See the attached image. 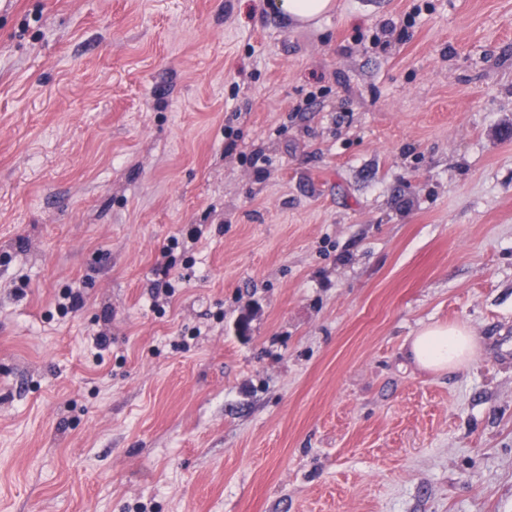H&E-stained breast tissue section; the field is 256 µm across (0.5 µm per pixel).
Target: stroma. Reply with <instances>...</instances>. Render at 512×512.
Returning <instances> with one entry per match:
<instances>
[{
	"mask_svg": "<svg viewBox=\"0 0 512 512\" xmlns=\"http://www.w3.org/2000/svg\"><path fill=\"white\" fill-rule=\"evenodd\" d=\"M266 3L0 0V512H512V0ZM272 8L298 27H316L335 8L334 0H273ZM405 347V356L416 367L431 372L468 365L477 352L472 333L458 325L425 326Z\"/></svg>",
	"mask_w": 512,
	"mask_h": 512,
	"instance_id": "1",
	"label": "stroma"
}]
</instances>
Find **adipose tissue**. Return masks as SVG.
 <instances>
[{"label": "adipose tissue", "instance_id": "1", "mask_svg": "<svg viewBox=\"0 0 512 512\" xmlns=\"http://www.w3.org/2000/svg\"><path fill=\"white\" fill-rule=\"evenodd\" d=\"M273 9L298 27H315L335 8L334 0H272ZM477 352L472 333L458 325H429L405 348L419 369L440 372L470 364Z\"/></svg>", "mask_w": 512, "mask_h": 512}]
</instances>
